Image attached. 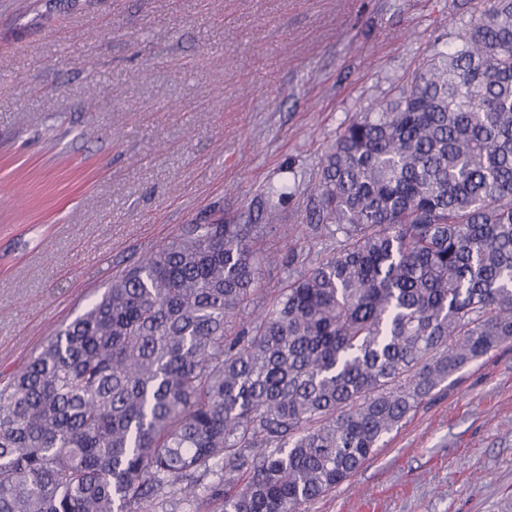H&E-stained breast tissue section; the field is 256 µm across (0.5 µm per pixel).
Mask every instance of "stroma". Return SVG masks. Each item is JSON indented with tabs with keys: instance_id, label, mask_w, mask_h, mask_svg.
I'll return each instance as SVG.
<instances>
[{
	"instance_id": "35a3bbf8",
	"label": "stroma",
	"mask_w": 512,
	"mask_h": 512,
	"mask_svg": "<svg viewBox=\"0 0 512 512\" xmlns=\"http://www.w3.org/2000/svg\"><path fill=\"white\" fill-rule=\"evenodd\" d=\"M484 7L21 0L0 14V189L28 186L0 209V373L183 224H259L273 261L250 304L272 305L339 247L300 230L327 143ZM306 512H512V344L449 379Z\"/></svg>"
}]
</instances>
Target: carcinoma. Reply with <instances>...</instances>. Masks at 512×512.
<instances>
[{"label": "carcinoma", "instance_id": "cac0c4a2", "mask_svg": "<svg viewBox=\"0 0 512 512\" xmlns=\"http://www.w3.org/2000/svg\"><path fill=\"white\" fill-rule=\"evenodd\" d=\"M342 247L247 310L256 225L184 224L0 377V512H301L512 342V0L321 160Z\"/></svg>", "mask_w": 512, "mask_h": 512}]
</instances>
